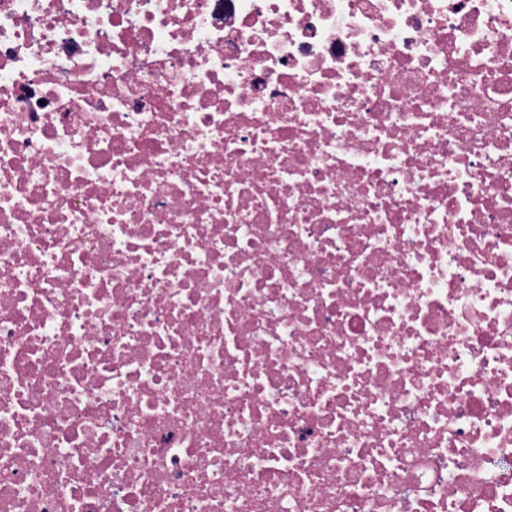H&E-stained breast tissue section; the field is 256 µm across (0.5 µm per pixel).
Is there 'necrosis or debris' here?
I'll use <instances>...</instances> for the list:
<instances>
[{
	"label": "necrosis or debris",
	"instance_id": "4bbe7bcc",
	"mask_svg": "<svg viewBox=\"0 0 512 512\" xmlns=\"http://www.w3.org/2000/svg\"><path fill=\"white\" fill-rule=\"evenodd\" d=\"M0 512H512V0H0Z\"/></svg>",
	"mask_w": 512,
	"mask_h": 512
}]
</instances>
